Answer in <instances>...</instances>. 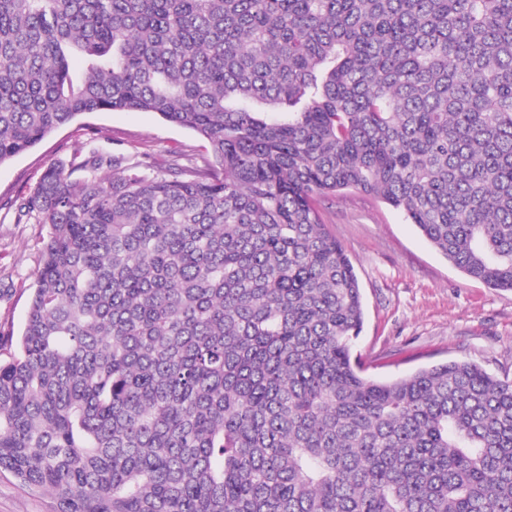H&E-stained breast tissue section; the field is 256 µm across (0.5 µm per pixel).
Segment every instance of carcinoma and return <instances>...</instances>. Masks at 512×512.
<instances>
[{
	"label": "carcinoma",
	"instance_id": "1",
	"mask_svg": "<svg viewBox=\"0 0 512 512\" xmlns=\"http://www.w3.org/2000/svg\"><path fill=\"white\" fill-rule=\"evenodd\" d=\"M190 129L218 171L92 149L0 329V470L57 512H512V379L383 381L315 202L402 212L512 291V0H0V165L95 112Z\"/></svg>",
	"mask_w": 512,
	"mask_h": 512
}]
</instances>
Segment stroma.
I'll list each match as a JSON object with an SVG mask.
<instances>
[{
    "mask_svg": "<svg viewBox=\"0 0 512 512\" xmlns=\"http://www.w3.org/2000/svg\"><path fill=\"white\" fill-rule=\"evenodd\" d=\"M129 163L165 159L179 168L212 163L208 143L148 112H99L63 126L0 165V328L20 331L45 224L18 223L16 200L53 165L85 158L88 146ZM328 232L351 260L365 304L356 343L367 376L388 380L419 368L467 360L512 378V291L464 275L379 199L355 191L320 199ZM48 494L0 471V512H55Z\"/></svg>",
    "mask_w": 512,
    "mask_h": 512,
    "instance_id": "obj_1",
    "label": "stroma"
}]
</instances>
